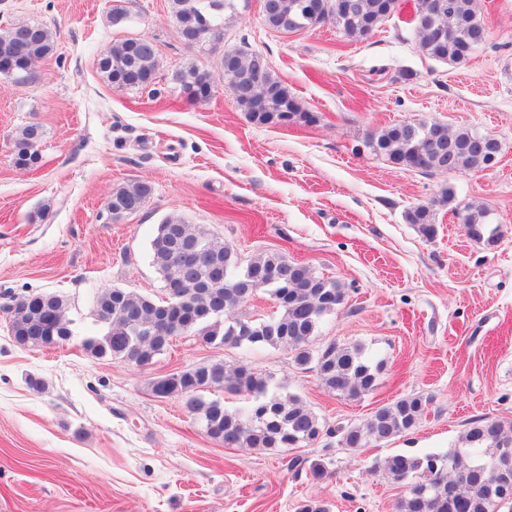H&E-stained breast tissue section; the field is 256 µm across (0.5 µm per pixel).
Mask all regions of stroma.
I'll return each mask as SVG.
<instances>
[{
	"label": "stroma",
	"mask_w": 512,
	"mask_h": 512,
	"mask_svg": "<svg viewBox=\"0 0 512 512\" xmlns=\"http://www.w3.org/2000/svg\"><path fill=\"white\" fill-rule=\"evenodd\" d=\"M129 15L113 24V9ZM409 0L368 40L333 24L281 33L261 0H239L226 41L262 52L311 124L259 126L224 80L221 50L185 48L170 0H0V28L30 21L55 35L53 54L0 74V512H397L399 488L371 472L401 453L444 452L469 422L512 420V0H481L484 46L455 64L419 48ZM146 36L160 74L192 64L213 94L114 86L98 62L113 43ZM411 70L413 80L401 77ZM493 135L482 171L424 175L365 146L370 133L413 120ZM40 125V159L15 163L19 127ZM151 186L138 212L111 219L113 188ZM492 211L493 242L467 237L438 199ZM436 202L438 232L421 237L407 209ZM171 215L209 228L243 259L279 249L347 291L314 346L359 341L386 360L373 391H326L290 352L229 348L181 335L146 369L82 347L98 292L162 297L150 243ZM54 293L73 321L69 342L24 347L9 331L21 297ZM217 361L270 376L326 428L354 426L402 396L432 403L411 432L361 449L323 437L296 452L227 448L206 437L181 397L152 381ZM39 379L33 389L30 379ZM304 463L295 467L293 456ZM323 460L330 478L312 480Z\"/></svg>",
	"instance_id": "obj_1"
}]
</instances>
